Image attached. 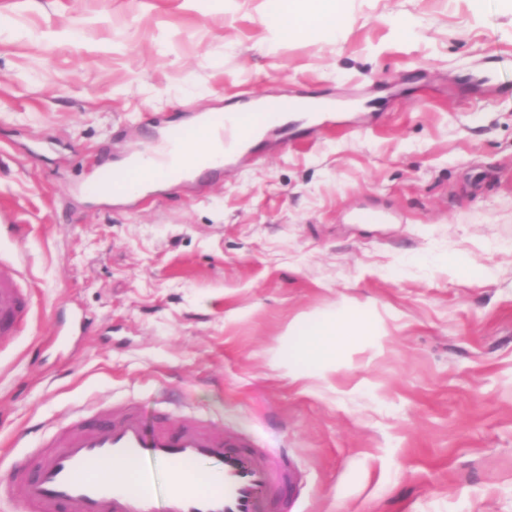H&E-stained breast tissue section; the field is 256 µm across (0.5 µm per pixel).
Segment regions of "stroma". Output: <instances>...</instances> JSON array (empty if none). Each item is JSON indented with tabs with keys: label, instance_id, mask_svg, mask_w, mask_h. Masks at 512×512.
<instances>
[{
	"label": "stroma",
	"instance_id": "1",
	"mask_svg": "<svg viewBox=\"0 0 512 512\" xmlns=\"http://www.w3.org/2000/svg\"><path fill=\"white\" fill-rule=\"evenodd\" d=\"M275 25L272 0H0V259L32 295L0 337V468L73 406L151 417L178 387L287 458L286 512H512V0H346L276 46ZM255 96L349 118L206 185L95 197L159 123ZM331 310L359 336L289 381V326Z\"/></svg>",
	"mask_w": 512,
	"mask_h": 512
}]
</instances>
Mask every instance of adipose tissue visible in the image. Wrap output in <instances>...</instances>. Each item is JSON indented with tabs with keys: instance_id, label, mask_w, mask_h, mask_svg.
<instances>
[{
	"instance_id": "adipose-tissue-1",
	"label": "adipose tissue",
	"mask_w": 512,
	"mask_h": 512,
	"mask_svg": "<svg viewBox=\"0 0 512 512\" xmlns=\"http://www.w3.org/2000/svg\"><path fill=\"white\" fill-rule=\"evenodd\" d=\"M343 3L344 0H280L276 40L312 36L337 25ZM355 333V327L339 312L329 311L314 318L308 331L288 332V353L279 362L293 381L305 379L313 370L328 376L336 366L342 340Z\"/></svg>"
}]
</instances>
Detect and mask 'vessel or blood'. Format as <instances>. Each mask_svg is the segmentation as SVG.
<instances>
[{"label": "vessel or blood", "instance_id": "1", "mask_svg": "<svg viewBox=\"0 0 512 512\" xmlns=\"http://www.w3.org/2000/svg\"><path fill=\"white\" fill-rule=\"evenodd\" d=\"M257 104L253 98L237 112L205 113L211 137L224 144L219 154L207 146L188 149L184 128L166 125L169 154L156 166L161 180L223 174L269 132L254 121ZM21 280L16 263L0 261V336L14 335L29 316ZM41 446L37 460L18 462L0 478V500H19L25 512H256L259 502L297 485L286 461L265 449L192 417L162 412L145 423L131 403L99 407L91 417L74 408ZM160 468L171 475L161 504L154 488Z\"/></svg>", "mask_w": 512, "mask_h": 512}]
</instances>
